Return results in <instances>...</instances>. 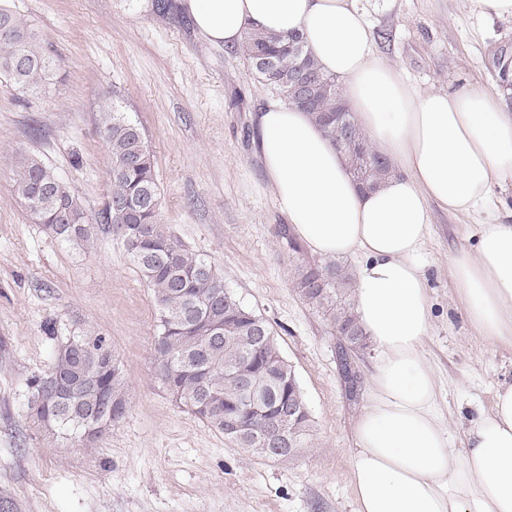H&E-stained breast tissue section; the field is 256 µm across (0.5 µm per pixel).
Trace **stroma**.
I'll use <instances>...</instances> for the list:
<instances>
[{"label": "stroma", "instance_id": "35a3bbf8", "mask_svg": "<svg viewBox=\"0 0 512 512\" xmlns=\"http://www.w3.org/2000/svg\"><path fill=\"white\" fill-rule=\"evenodd\" d=\"M32 21L56 58L47 93L0 79V512H355L353 426L374 370V345L353 353L346 384L329 317L294 286L317 254L291 231L263 171L252 116L270 91L244 59L201 39L180 8L155 0H0ZM375 49L418 93L469 85L497 92L493 60L512 57V19L478 15L471 0H362ZM113 103L154 156L160 222L202 254L226 287L271 326L310 412L293 457L242 451L176 403L153 353L158 311L121 239L94 227L91 248L62 242L18 202L8 164L38 156L78 196L103 208ZM474 215L432 210L422 250L433 304L424 353L439 411L461 447L462 418L490 410L512 382V346L477 337L453 293L448 259L473 246ZM105 337L128 383L125 417L99 438L49 437L28 411L27 381L55 348Z\"/></svg>", "mask_w": 512, "mask_h": 512}]
</instances>
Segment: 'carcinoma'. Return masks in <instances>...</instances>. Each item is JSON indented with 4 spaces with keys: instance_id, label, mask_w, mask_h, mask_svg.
<instances>
[{
    "instance_id": "cac0c4a2",
    "label": "carcinoma",
    "mask_w": 512,
    "mask_h": 512,
    "mask_svg": "<svg viewBox=\"0 0 512 512\" xmlns=\"http://www.w3.org/2000/svg\"><path fill=\"white\" fill-rule=\"evenodd\" d=\"M234 53L246 60L259 82L296 106L300 90L288 76L300 70L307 73L314 102L304 111L344 155L360 188H374L394 174L390 161L368 145L364 131L346 111L338 80L321 70L302 35L249 31ZM19 54L26 60L21 67L14 63ZM55 66V56L31 22L0 6V77L18 90L36 93L50 84ZM101 125L108 148V197L126 204V209L105 206L96 222L123 240L153 292L160 316L156 341L163 344L156 362L168 390L177 402L251 455L270 456L273 423L282 426L292 448L303 447L309 411L269 323L235 298L205 257L184 248L159 224L161 196L154 157L138 125L112 105L103 108ZM11 166L15 195L28 215L54 237L77 247L90 246L93 226L79 198L55 172L37 156L25 153L13 157ZM61 208L70 211L76 223H56ZM351 283L350 274L337 263L303 265L296 277L302 298L327 313L334 330L356 347L366 334L355 311ZM71 342L92 343L86 353V373L111 390L115 405L128 404L119 366L114 363L108 369L99 360L105 339L85 335ZM70 366L68 346L61 344L49 371L27 383L30 395L47 410L35 417L36 422L67 440L86 431V411L95 401L94 385L80 389L72 384ZM244 379L263 394L265 412L260 416L244 403ZM231 415L241 430L230 428Z\"/></svg>"
}]
</instances>
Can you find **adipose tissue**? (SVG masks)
<instances>
[{
	"label": "adipose tissue",
	"mask_w": 512,
	"mask_h": 512,
	"mask_svg": "<svg viewBox=\"0 0 512 512\" xmlns=\"http://www.w3.org/2000/svg\"><path fill=\"white\" fill-rule=\"evenodd\" d=\"M199 35L228 49L251 30L301 33L372 149L394 176L361 190L344 156L300 108L266 101L253 116L281 212L312 253L362 256L353 298L378 355L355 421L356 512H512V383L453 447L422 345L432 300L420 261L432 207L476 214L512 182V113L464 86L416 93L379 60L360 0H181ZM475 245L449 259L477 336L512 346V207L477 224Z\"/></svg>",
	"instance_id": "ef3b65f1"
}]
</instances>
